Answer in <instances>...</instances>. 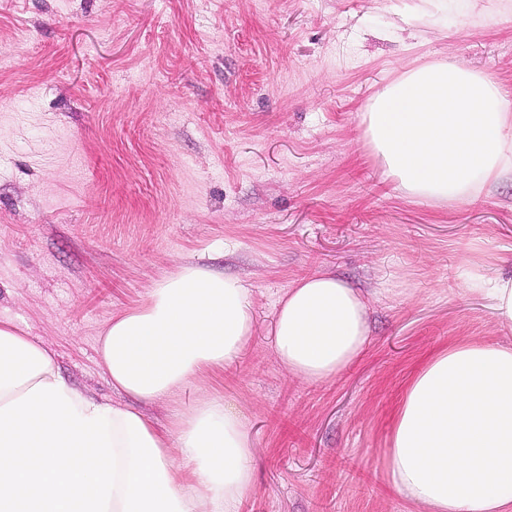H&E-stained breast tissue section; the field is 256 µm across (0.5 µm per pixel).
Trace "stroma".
I'll list each match as a JSON object with an SVG mask.
<instances>
[{"mask_svg": "<svg viewBox=\"0 0 512 512\" xmlns=\"http://www.w3.org/2000/svg\"><path fill=\"white\" fill-rule=\"evenodd\" d=\"M512 94V0H0V319L119 402L97 340L186 264L238 278L244 354L198 389L256 445L239 512H423L387 484L404 380L457 338L512 344L470 265L512 273V173L463 202L408 195L361 123L409 70ZM332 272L369 296L368 352L307 383L275 358L279 299Z\"/></svg>", "mask_w": 512, "mask_h": 512, "instance_id": "35a3bbf8", "label": "stroma"}]
</instances>
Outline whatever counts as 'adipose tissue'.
I'll list each match as a JSON object with an SVG mask.
<instances>
[{
	"instance_id": "adipose-tissue-1",
	"label": "adipose tissue",
	"mask_w": 512,
	"mask_h": 512,
	"mask_svg": "<svg viewBox=\"0 0 512 512\" xmlns=\"http://www.w3.org/2000/svg\"><path fill=\"white\" fill-rule=\"evenodd\" d=\"M387 176L410 195L464 201L512 172V98L480 72L435 64L392 82L363 115ZM253 331L237 278L185 265L99 338L113 391L173 398L242 354ZM368 307L330 273L280 299L272 349L293 376L335 377L363 359ZM255 444L241 414L200 394L160 428L87 398L53 353L0 320V512H237ZM389 486L426 512H512V346L460 339L408 377L383 451Z\"/></svg>"
}]
</instances>
